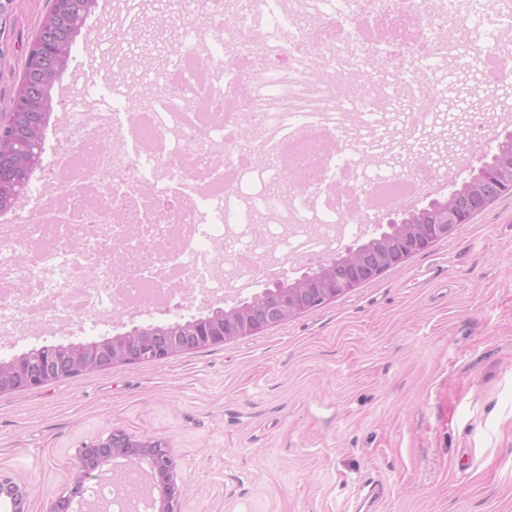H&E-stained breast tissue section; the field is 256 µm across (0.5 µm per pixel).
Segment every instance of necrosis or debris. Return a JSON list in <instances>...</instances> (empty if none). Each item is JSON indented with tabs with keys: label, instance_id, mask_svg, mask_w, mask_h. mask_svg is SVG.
<instances>
[{
	"label": "necrosis or debris",
	"instance_id": "1",
	"mask_svg": "<svg viewBox=\"0 0 512 512\" xmlns=\"http://www.w3.org/2000/svg\"><path fill=\"white\" fill-rule=\"evenodd\" d=\"M181 38L166 65L82 94L29 204L0 217V335L104 321L109 308L175 310L212 259L249 272L259 256H309L356 235L443 177L446 161L408 168L451 120L475 18H486L482 84H512V12L477 0H166ZM362 78L349 93L326 79ZM395 114L383 170L368 169L366 124ZM287 169H279L281 160ZM289 187L287 201L248 197L245 176ZM289 233H282V225Z\"/></svg>",
	"mask_w": 512,
	"mask_h": 512
}]
</instances>
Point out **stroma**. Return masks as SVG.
Instances as JSON below:
<instances>
[{"instance_id": "obj_1", "label": "stroma", "mask_w": 512, "mask_h": 512, "mask_svg": "<svg viewBox=\"0 0 512 512\" xmlns=\"http://www.w3.org/2000/svg\"><path fill=\"white\" fill-rule=\"evenodd\" d=\"M51 0L0 25V113ZM117 0H96L51 90L44 160L65 146L64 99L99 96L160 54L112 67ZM112 314L62 335L0 339V360L151 323ZM120 428L165 439L178 512H512V194L449 240L261 334L162 363L115 366L0 395V472L45 512L82 443Z\"/></svg>"}]
</instances>
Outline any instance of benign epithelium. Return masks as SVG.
Instances as JSON below:
<instances>
[{
  "mask_svg": "<svg viewBox=\"0 0 512 512\" xmlns=\"http://www.w3.org/2000/svg\"><path fill=\"white\" fill-rule=\"evenodd\" d=\"M79 0H52L41 28L53 26L61 14L75 15L83 23L88 11H79ZM65 63L59 50L53 59L39 58L36 66L23 72L14 99L22 103L17 112L0 114V126L24 122L28 112H45L51 97L35 94L32 86L51 83L56 69ZM512 186V153L492 154L490 164L448 195L433 200L422 209H403L401 217L386 225L369 241L346 245L307 265V271L293 279L274 276L271 286L224 308H216L203 318L161 321L136 326L102 340L57 344L47 361L27 363L15 358L0 361V394L26 390L37 384L109 369L115 365L162 363L174 356L211 346L224 345L246 336L258 335L270 328L313 309L317 303H329L343 297L388 269L403 264L411 256L438 241L453 237L465 224L464 214L481 210L494 198V189ZM76 472L68 489L49 499L46 512H81L88 502L89 481L110 473L126 486L125 477L137 475V483L128 498L156 512H177L182 489L174 477L172 450L160 437H135L115 428L106 437L82 444L77 451ZM126 463L108 471L105 466L116 459ZM26 486L0 473V503L6 512H28Z\"/></svg>",
  "mask_w": 512,
  "mask_h": 512,
  "instance_id": "1",
  "label": "benign epithelium"
}]
</instances>
